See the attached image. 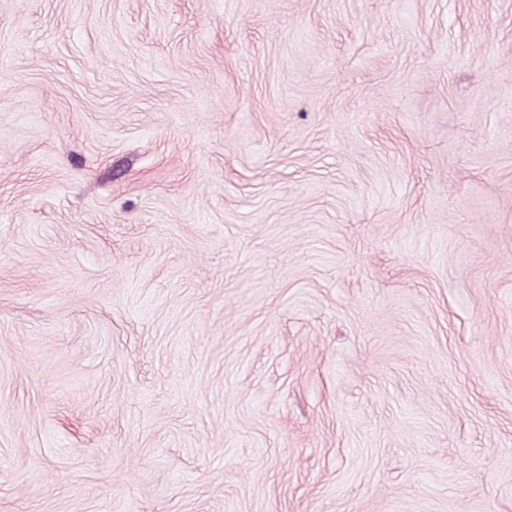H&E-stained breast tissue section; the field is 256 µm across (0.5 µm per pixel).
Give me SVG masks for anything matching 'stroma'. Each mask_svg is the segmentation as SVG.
<instances>
[{
	"instance_id": "1",
	"label": "stroma",
	"mask_w": 512,
	"mask_h": 512,
	"mask_svg": "<svg viewBox=\"0 0 512 512\" xmlns=\"http://www.w3.org/2000/svg\"><path fill=\"white\" fill-rule=\"evenodd\" d=\"M0 512H512V0H0Z\"/></svg>"
}]
</instances>
